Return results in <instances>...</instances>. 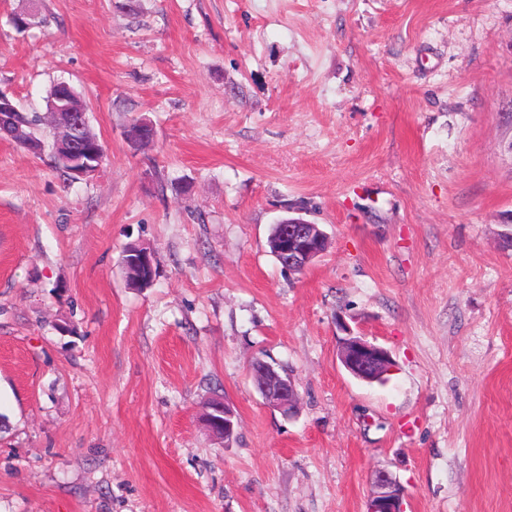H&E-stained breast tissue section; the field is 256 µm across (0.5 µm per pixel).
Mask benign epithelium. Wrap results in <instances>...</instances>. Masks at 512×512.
Returning <instances> with one entry per match:
<instances>
[{
    "instance_id": "7a95c632",
    "label": "benign epithelium",
    "mask_w": 512,
    "mask_h": 512,
    "mask_svg": "<svg viewBox=\"0 0 512 512\" xmlns=\"http://www.w3.org/2000/svg\"><path fill=\"white\" fill-rule=\"evenodd\" d=\"M15 103L7 94L0 92V133L14 122ZM61 129L55 144L58 160L68 167V172L79 181L89 178L103 164L99 141L81 135V123L87 109L75 96L69 83L58 86L53 106ZM153 125L145 119L126 130V139L133 143L153 138ZM276 241L275 258L289 272L305 271L326 252L328 239L318 225L303 218H283ZM155 259L145 248L134 253L132 265L149 273L155 272ZM343 368L355 378L373 381L390 374L394 361L388 351L362 337L344 339L338 350ZM251 376L257 391L265 403L286 416L295 413L298 395L290 380L279 378L272 365L261 358L251 364ZM235 414L226 403L210 408L205 416L209 430L220 437L231 438L235 433ZM404 490L399 481L386 471H378L371 480L366 512H403Z\"/></svg>"
}]
</instances>
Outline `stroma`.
<instances>
[{"label":"stroma","mask_w":512,"mask_h":512,"mask_svg":"<svg viewBox=\"0 0 512 512\" xmlns=\"http://www.w3.org/2000/svg\"><path fill=\"white\" fill-rule=\"evenodd\" d=\"M60 81L107 158L70 184L0 138V512H366L379 470L404 512H512V0H0V91ZM287 215L330 242L300 274ZM338 357L348 373L364 381L390 375L394 368V361L385 348L357 336L344 339ZM250 369L255 387L265 403L288 417L292 416L298 399L292 380L280 379L272 365L261 358H256ZM235 414L226 403L215 405L210 408L205 416L206 425L209 430L224 439L231 438L235 433Z\"/></svg>","instance_id":"obj_1"}]
</instances>
